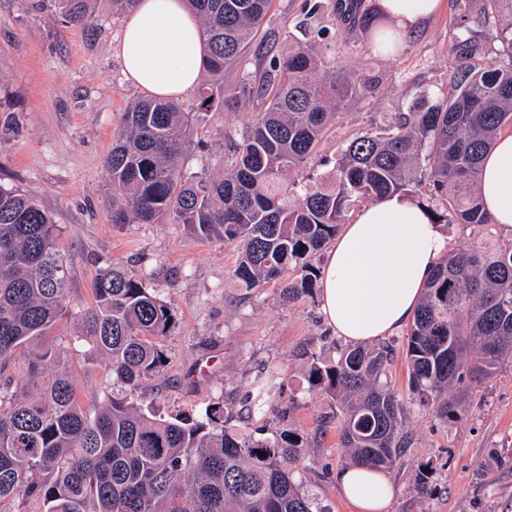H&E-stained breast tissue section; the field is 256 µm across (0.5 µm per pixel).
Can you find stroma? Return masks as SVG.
<instances>
[{
	"label": "stroma",
	"instance_id": "1",
	"mask_svg": "<svg viewBox=\"0 0 512 512\" xmlns=\"http://www.w3.org/2000/svg\"><path fill=\"white\" fill-rule=\"evenodd\" d=\"M322 3L321 13L307 18L304 0H274L259 34L264 50L279 55L299 22L335 26L325 60L353 68L365 85L337 113L313 159L293 173L296 182L329 174V161L359 133L387 134L418 98L448 91L460 40L476 44L480 64L512 59L511 45L487 40L476 24L482 16L497 21L491 0H444L442 12L409 31L392 55L380 52L360 24H333L334 0ZM96 16L99 28L89 34L39 9L37 0H0V186L22 190L59 225L69 306L91 305L99 269L120 260L173 307L168 363L145 383L157 411L196 417L220 404L227 428L237 429L256 374L281 366L282 394L254 428L268 437L287 422L310 436L298 479L327 512H355L336 482L349 464L338 446L336 404L309 384L303 367L305 352L330 360L342 343L322 316L319 291L285 304L276 283L238 285L235 245L200 240L180 224L112 223L104 159L127 104L142 92L126 78L119 56L123 17L113 16L111 0H97ZM256 116L253 109L209 113L189 167L216 171L224 153L220 130L242 131ZM389 340L397 354L387 380L405 402L411 445L388 473L395 488L388 512H512V367L469 394L460 420L445 422L409 392L403 331ZM73 365L84 404L101 403L114 388L106 360L77 352ZM423 474L424 493L416 487Z\"/></svg>",
	"mask_w": 512,
	"mask_h": 512
}]
</instances>
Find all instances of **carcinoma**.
Segmentation results:
<instances>
[{"label": "carcinoma", "instance_id": "carcinoma-1", "mask_svg": "<svg viewBox=\"0 0 512 512\" xmlns=\"http://www.w3.org/2000/svg\"><path fill=\"white\" fill-rule=\"evenodd\" d=\"M52 2L66 24H97L95 0ZM186 3L201 22L209 78L188 111L164 97L127 104L106 159L112 223L181 224L202 240L234 243L240 285L278 279L288 303L314 288L325 246L362 199L402 193L433 224L482 230L436 266L403 349L410 391L439 419H459L464 393L512 364V247L493 244L478 189L483 156L512 127V60L482 66L470 39L461 40L448 95L398 115L386 136L361 133L330 182L309 178L295 189L285 176L308 163L337 111L360 93L356 71L326 66V27L303 29L286 55L253 49L273 0ZM480 25L487 39L512 46V23ZM374 37L384 52L398 48L387 28ZM250 60L259 63L253 76ZM234 70L241 77L228 99L224 74ZM228 103L260 112L240 137L221 132L230 138L222 171L184 167L200 117ZM58 236L48 211L0 187V512H17L18 502L39 512H324L296 478L306 449L296 429L257 438L227 429L221 406L191 420L146 404L141 387L165 367L176 317L115 261L96 275L92 305L76 313L73 344L103 356L122 389L84 407L70 348L52 335L71 316ZM392 357L382 343L306 359L308 378L336 402L340 447L354 464L383 471L407 447L403 401L384 380ZM283 379L277 365L256 375L249 420L266 415Z\"/></svg>", "mask_w": 512, "mask_h": 512}]
</instances>
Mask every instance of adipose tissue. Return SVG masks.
Segmentation results:
<instances>
[{"instance_id": "obj_1", "label": "adipose tissue", "mask_w": 512, "mask_h": 512, "mask_svg": "<svg viewBox=\"0 0 512 512\" xmlns=\"http://www.w3.org/2000/svg\"><path fill=\"white\" fill-rule=\"evenodd\" d=\"M380 15L407 34L441 0H376ZM124 73L144 93L179 98L199 81L201 26L184 0H141L125 20L119 44ZM479 191L499 229L512 236V134L500 135L485 157ZM449 242L414 201L393 194L344 225L321 274V311L338 336L367 343L408 325ZM356 512H388L393 484L382 471L350 465L337 474Z\"/></svg>"}]
</instances>
